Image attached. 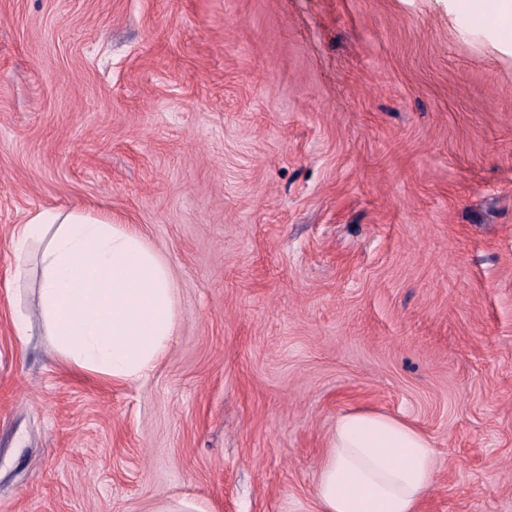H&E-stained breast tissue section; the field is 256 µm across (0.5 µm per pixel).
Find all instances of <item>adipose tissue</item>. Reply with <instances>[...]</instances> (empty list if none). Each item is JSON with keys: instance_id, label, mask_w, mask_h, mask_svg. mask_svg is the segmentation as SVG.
<instances>
[{"instance_id": "obj_1", "label": "adipose tissue", "mask_w": 512, "mask_h": 512, "mask_svg": "<svg viewBox=\"0 0 512 512\" xmlns=\"http://www.w3.org/2000/svg\"><path fill=\"white\" fill-rule=\"evenodd\" d=\"M17 262L39 248L40 318L69 364L122 384L149 377L176 332L171 271L127 224L43 208L16 225ZM435 460L407 422L340 414L314 486V512H421Z\"/></svg>"}]
</instances>
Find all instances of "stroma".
I'll list each match as a JSON object with an SVG mask.
<instances>
[{
	"mask_svg": "<svg viewBox=\"0 0 512 512\" xmlns=\"http://www.w3.org/2000/svg\"><path fill=\"white\" fill-rule=\"evenodd\" d=\"M468 3L0 0V512H314L357 408L430 439L422 512H512V40ZM48 207L167 260L140 383L13 279Z\"/></svg>",
	"mask_w": 512,
	"mask_h": 512,
	"instance_id": "35a3bbf8",
	"label": "stroma"
}]
</instances>
